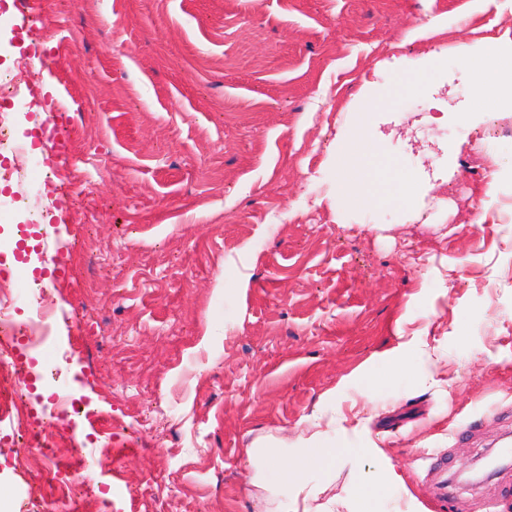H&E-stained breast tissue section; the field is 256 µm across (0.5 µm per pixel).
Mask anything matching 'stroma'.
<instances>
[{"label":"stroma","instance_id":"1","mask_svg":"<svg viewBox=\"0 0 512 512\" xmlns=\"http://www.w3.org/2000/svg\"><path fill=\"white\" fill-rule=\"evenodd\" d=\"M33 5L0 0V72L63 109L68 155L27 172L57 217L36 247L55 276L0 251V282L23 295L17 333L50 311L20 367L49 392L43 438L79 447L53 401L68 393L102 454L80 492H49L0 384L11 512H252L267 492L247 448L298 447L316 410L327 447L380 448L403 473L381 512H438L440 472L512 431V109L459 62L496 44L512 72V0ZM349 139L411 174L412 205L348 201ZM375 474L337 458L331 490L353 500ZM448 501L512 512V472Z\"/></svg>","mask_w":512,"mask_h":512}]
</instances>
